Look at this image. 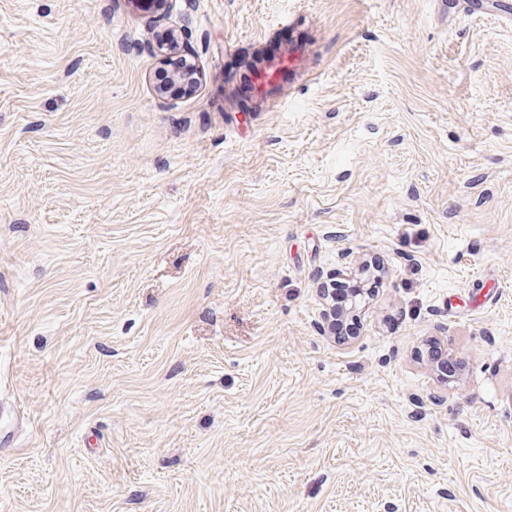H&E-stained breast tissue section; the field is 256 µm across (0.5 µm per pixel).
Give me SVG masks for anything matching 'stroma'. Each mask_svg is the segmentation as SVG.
<instances>
[{
	"label": "stroma",
	"mask_w": 512,
	"mask_h": 512,
	"mask_svg": "<svg viewBox=\"0 0 512 512\" xmlns=\"http://www.w3.org/2000/svg\"><path fill=\"white\" fill-rule=\"evenodd\" d=\"M495 6L0 0V512H512ZM286 34L240 105L230 64ZM370 258L337 341L321 286ZM292 62V56L288 55V52H280L270 57L263 65L251 72L250 91L258 95L263 94L267 87L278 83Z\"/></svg>",
	"instance_id": "obj_1"
}]
</instances>
